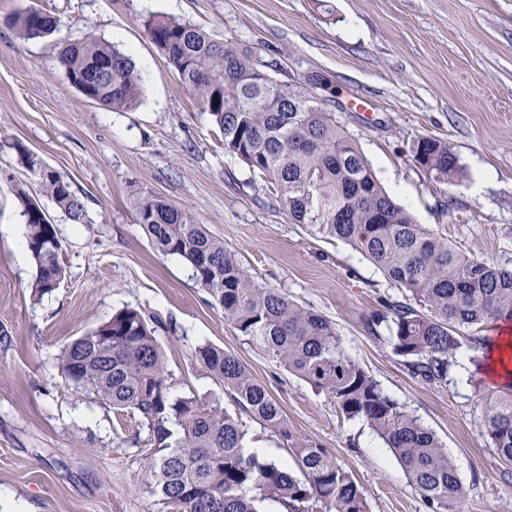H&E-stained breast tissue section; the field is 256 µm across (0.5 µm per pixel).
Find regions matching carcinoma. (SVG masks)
<instances>
[{
  "label": "carcinoma",
  "instance_id": "cac0c4a2",
  "mask_svg": "<svg viewBox=\"0 0 512 512\" xmlns=\"http://www.w3.org/2000/svg\"><path fill=\"white\" fill-rule=\"evenodd\" d=\"M11 24L25 40L49 39L60 30L59 18L32 7ZM143 26L224 135V152L264 183L294 223L351 246L403 290V299L383 301L385 311L372 324L393 322L388 341L414 375L444 384L463 345L488 349V325L512 321V268L465 255L417 223L307 86L276 81L250 51L215 41L190 22L151 15ZM59 64L71 87L106 108L124 111L139 103L141 77L132 59L106 41L69 37L61 42ZM14 149L40 192L72 223H87L85 201L67 178L21 144ZM411 153L439 182L463 175L445 141L420 137ZM16 195L36 265L32 296L40 299L65 279L60 239L45 208L21 188ZM136 214L153 246L187 263L191 278L241 335L326 392L347 419L375 432L432 512H457L463 487L447 450L356 362L325 315L258 283L189 210L144 195ZM196 357L243 412L288 438L280 405L235 356L205 345ZM61 372L147 429L143 481L159 512H262L267 500L284 512H369L363 488L324 449L293 448L302 481L272 460L245 453L243 422L219 398L172 397L157 327L136 309L116 311L70 343ZM483 403L488 447L512 468V384L488 393Z\"/></svg>",
  "mask_w": 512,
  "mask_h": 512
}]
</instances>
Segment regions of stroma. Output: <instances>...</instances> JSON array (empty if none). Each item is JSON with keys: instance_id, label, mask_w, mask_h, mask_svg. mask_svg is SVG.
<instances>
[{"instance_id": "obj_1", "label": "stroma", "mask_w": 512, "mask_h": 512, "mask_svg": "<svg viewBox=\"0 0 512 512\" xmlns=\"http://www.w3.org/2000/svg\"><path fill=\"white\" fill-rule=\"evenodd\" d=\"M35 6L60 17L59 37L92 34L128 54L141 100L115 112L70 88L58 39L25 40L11 26ZM164 15L253 50L283 83L309 82L359 142L376 177L417 222L467 253L512 267V0H0V500L24 512H150L135 422L61 373L67 344L123 307L157 323L171 396L238 407L196 357L224 348L279 403L281 437L248 421L245 445L293 464L292 446L326 451L363 487L370 512H430L396 458L367 426L272 362L197 286L186 264L154 248L133 202L152 193L191 210L236 251L256 280L329 317L357 362L419 416L448 450L461 512H512V479L488 448L483 359L462 350L445 385L413 376L368 324L398 290L361 253L292 223L236 157L141 21ZM447 141L464 169L439 183L410 147ZM22 143L65 175L89 215L74 224L54 204L66 278L42 299L17 189L37 195L13 148Z\"/></svg>"}]
</instances>
